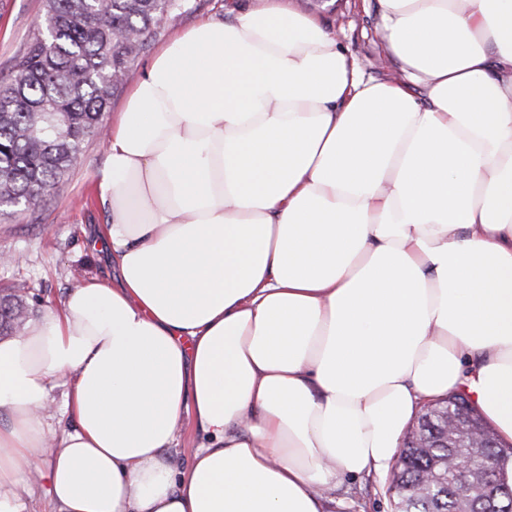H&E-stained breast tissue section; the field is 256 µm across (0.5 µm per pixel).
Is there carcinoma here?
I'll use <instances>...</instances> for the list:
<instances>
[{
  "label": "carcinoma",
  "mask_w": 512,
  "mask_h": 512,
  "mask_svg": "<svg viewBox=\"0 0 512 512\" xmlns=\"http://www.w3.org/2000/svg\"><path fill=\"white\" fill-rule=\"evenodd\" d=\"M186 0H43L32 41L0 83V209H42L76 167L85 140L104 136L115 92ZM28 318L23 295L0 296V335ZM399 449L387 492L400 512H512V495L490 469L501 448H461L441 415L423 410ZM471 460L454 473L450 461Z\"/></svg>",
  "instance_id": "cac0c4a2"
}]
</instances>
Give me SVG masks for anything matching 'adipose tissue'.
I'll list each match as a JSON object with an SVG mask.
<instances>
[{"label": "adipose tissue", "instance_id": "obj_1", "mask_svg": "<svg viewBox=\"0 0 512 512\" xmlns=\"http://www.w3.org/2000/svg\"><path fill=\"white\" fill-rule=\"evenodd\" d=\"M378 4L394 78L256 0L130 86L111 275L0 339V512L43 461L52 512H325L451 394L512 443V0ZM198 441L191 427L190 419H185L179 431L178 444L173 450V460L176 465L183 466L188 462Z\"/></svg>", "mask_w": 512, "mask_h": 512}]
</instances>
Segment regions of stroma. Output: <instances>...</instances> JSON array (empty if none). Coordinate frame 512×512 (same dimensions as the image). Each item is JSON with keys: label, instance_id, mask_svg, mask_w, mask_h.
I'll return each mask as SVG.
<instances>
[{"label": "stroma", "instance_id": "35a3bbf8", "mask_svg": "<svg viewBox=\"0 0 512 512\" xmlns=\"http://www.w3.org/2000/svg\"><path fill=\"white\" fill-rule=\"evenodd\" d=\"M248 0H190L188 12L169 19L129 74L137 79L154 53L178 30L205 18H228L229 10ZM295 9L318 17L336 33L342 47L365 76L395 75L396 64L379 40L378 0H289ZM42 0H0V79L7 78L34 36L42 14ZM107 142L92 138L83 145L80 164L59 184L38 213L16 211L0 216V289L17 283L27 286L34 316L59 306L67 293L91 276L104 274L108 257L92 251L87 234L106 223L93 177L106 158ZM386 479L345 478L332 492L331 512H392Z\"/></svg>", "mask_w": 512, "mask_h": 512}]
</instances>
